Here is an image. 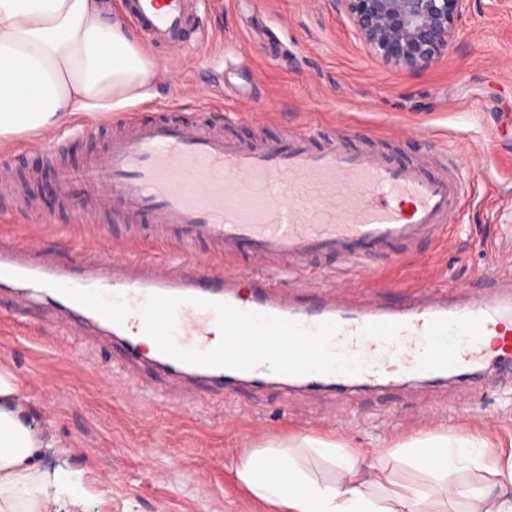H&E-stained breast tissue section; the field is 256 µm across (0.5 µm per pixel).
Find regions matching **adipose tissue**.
<instances>
[{"label":"adipose tissue","instance_id":"adipose-tissue-1","mask_svg":"<svg viewBox=\"0 0 512 512\" xmlns=\"http://www.w3.org/2000/svg\"><path fill=\"white\" fill-rule=\"evenodd\" d=\"M158 66L110 0H0V146L26 132L51 130L79 112H109L151 97ZM41 446L23 419L0 411V512H47L68 486L59 472L37 468ZM412 457L439 476L478 466L490 486L459 489L468 512H512V453L475 435L434 434ZM346 475L310 478L288 450L255 451L236 481L274 512H420L418 490L392 471L350 456Z\"/></svg>","mask_w":512,"mask_h":512}]
</instances>
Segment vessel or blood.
<instances>
[{
  "instance_id": "vessel-or-blood-1",
  "label": "vessel or blood",
  "mask_w": 512,
  "mask_h": 512,
  "mask_svg": "<svg viewBox=\"0 0 512 512\" xmlns=\"http://www.w3.org/2000/svg\"><path fill=\"white\" fill-rule=\"evenodd\" d=\"M201 0H124L129 18L157 48L182 49L199 30ZM107 150L81 174L53 145L48 158L93 217L109 211L153 225L159 245L178 256L123 250L112 261L61 266L39 259L28 235L0 237V285L24 279L57 296L66 316L61 333L109 327L121 360L120 377L135 382L143 359L141 335L153 333V373L182 387L223 396L234 382L254 388L267 375L302 388L342 392L348 379L385 389L397 377H462L490 369L512 375V274L487 277L462 296L452 288L409 290L405 303L367 298L354 304L341 284H311L304 261L333 257L356 265L363 253L393 244L443 241L460 217V152L430 169L395 163L378 152L321 139L314 126L252 145L179 117L152 120L127 113ZM210 246L217 259L198 265L191 248ZM244 328L249 349L223 348L217 332ZM308 339L310 359L272 368V340ZM400 358L401 372L383 369Z\"/></svg>"
}]
</instances>
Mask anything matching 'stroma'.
<instances>
[{
	"label": "stroma",
	"mask_w": 512,
	"mask_h": 512,
	"mask_svg": "<svg viewBox=\"0 0 512 512\" xmlns=\"http://www.w3.org/2000/svg\"><path fill=\"white\" fill-rule=\"evenodd\" d=\"M173 79H159L142 107L149 116L220 120L224 109L267 113V121L225 126L250 142L278 139L305 122L341 131L353 145L399 162L431 160L466 142L463 216L446 243L398 245L362 263L360 293L399 298L404 287L477 288L512 255V0H473L449 50L419 72L384 63L366 47L334 0H224L205 11L200 40L172 53ZM15 139L16 192L32 209L16 213L0 195V234L24 233L63 263L108 256L122 227L113 218L81 223L77 208L41 207L43 163ZM57 307L40 298L24 331L0 321V372L18 381L0 403L20 409L47 444L41 469L67 473L78 500L61 495L53 512H268L233 476L239 457L298 447V461L323 480L347 453L400 446L446 433L512 442V385L487 373L472 380H419L382 391L320 390L283 404L277 388L237 389L222 400L174 403L161 381L135 388L114 377L112 352L89 358L86 329L63 336ZM334 442L324 459L301 438ZM396 478L423 492L424 512H464L438 482L411 465Z\"/></svg>",
	"instance_id": "1"
}]
</instances>
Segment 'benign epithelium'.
Here are the masks:
<instances>
[{
  "label": "benign epithelium",
  "instance_id": "benign-epithelium-1",
  "mask_svg": "<svg viewBox=\"0 0 512 512\" xmlns=\"http://www.w3.org/2000/svg\"><path fill=\"white\" fill-rule=\"evenodd\" d=\"M471 0H336L383 62L410 71L427 68L448 50Z\"/></svg>",
  "mask_w": 512,
  "mask_h": 512
}]
</instances>
